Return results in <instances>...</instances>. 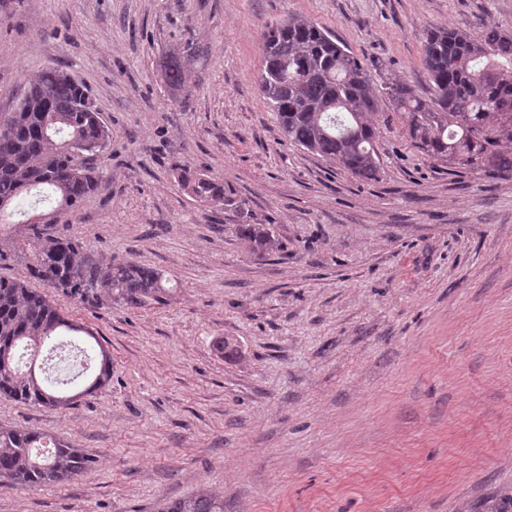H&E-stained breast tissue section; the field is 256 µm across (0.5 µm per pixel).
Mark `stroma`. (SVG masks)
Instances as JSON below:
<instances>
[{
    "mask_svg": "<svg viewBox=\"0 0 512 512\" xmlns=\"http://www.w3.org/2000/svg\"><path fill=\"white\" fill-rule=\"evenodd\" d=\"M302 15L376 85L432 86L431 26L512 30V0H11L0 10V113L46 66L86 83L112 132L104 187L69 215L88 251L160 270L139 305L37 290L104 347L79 400L0 399V427L73 443L68 484L0 488V512H155L207 490L224 512H467L512 486V176L429 160L382 101L380 176L291 145L258 87L261 32ZM183 86L164 76L172 53ZM235 206L195 201L184 172ZM269 224L280 248L250 247ZM230 337L241 355L215 343ZM241 235L252 246L255 245L265 250L272 251L279 246L273 228L269 224H242Z\"/></svg>",
    "mask_w": 512,
    "mask_h": 512,
    "instance_id": "obj_1",
    "label": "stroma"
}]
</instances>
